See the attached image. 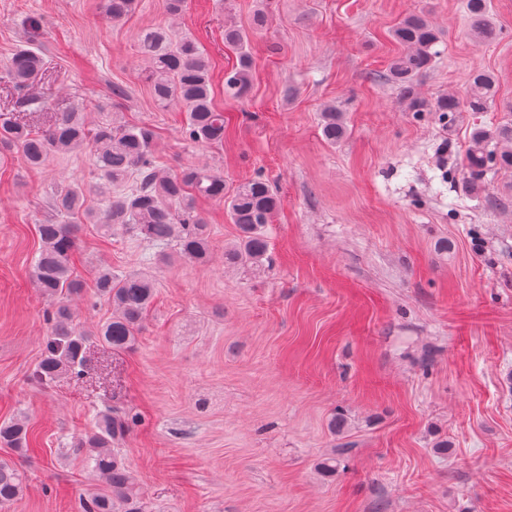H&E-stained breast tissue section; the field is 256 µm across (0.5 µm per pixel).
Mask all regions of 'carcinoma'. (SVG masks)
Returning <instances> with one entry per match:
<instances>
[{"mask_svg":"<svg viewBox=\"0 0 512 512\" xmlns=\"http://www.w3.org/2000/svg\"><path fill=\"white\" fill-rule=\"evenodd\" d=\"M135 6L136 0H103V13L106 19L118 22ZM488 7L489 0H468L473 35L482 41L498 37V31L487 20ZM393 37L402 52L392 60L388 78L399 84L410 110L417 116L426 112H440L448 117L456 112H485L494 103V76L476 71L470 76L465 102L450 93L437 104L429 105L416 92L414 77L432 60L436 28L425 16L410 15L397 24ZM224 43L236 53V65L224 73V93L244 98L252 86L249 33L229 25L224 29ZM139 50L150 63L145 80L157 104L166 108L177 103L187 112L182 128L184 139L195 144H223L224 113L213 106L210 64L198 42L191 37L175 40L165 29L153 28L142 36ZM44 69L43 55L31 49L16 52L0 68V83L13 90L16 107L40 105L30 90ZM321 129L324 139L331 144L344 138L347 128L336 107L331 105L323 110ZM154 140L155 131L146 124L105 123L91 132L78 112H60L52 124L38 132L31 131L19 114L0 117L1 150L21 153L27 164L35 168L52 153L85 146L100 179L117 189L92 207L80 188L64 187L52 198L55 215L94 224L105 235L121 230L158 248L173 245L180 256L202 264L210 252L208 220L196 202V197L202 196L224 203V212L236 226L237 240L225 249V264L230 268H262L271 256L267 227L281 206L271 182L257 176L230 191L224 177L208 169L161 172L153 157ZM499 170L512 172L511 112L493 128L473 127L463 174L469 183L475 184ZM37 230L41 246L33 277L42 294L53 301L54 309L47 316L48 339L34 379L49 384L62 375L80 374L92 335L117 351L132 348L154 299L155 282L145 270L100 273L95 281L96 296L112 304L113 312L112 318L91 335L74 321L67 303L68 296L83 288L72 262L73 225L50 219L37 225ZM133 423L134 417L105 408L99 412L93 430L77 438L75 451L108 488L86 499L82 512H145L140 480L118 448ZM0 446L21 453L27 451L26 423L18 419L0 422ZM24 489L23 474L0 462V510L16 501Z\"/></svg>","mask_w":512,"mask_h":512,"instance_id":"cac0c4a2","label":"carcinoma"}]
</instances>
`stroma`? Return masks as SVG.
I'll return each instance as SVG.
<instances>
[{"mask_svg": "<svg viewBox=\"0 0 512 512\" xmlns=\"http://www.w3.org/2000/svg\"><path fill=\"white\" fill-rule=\"evenodd\" d=\"M420 12L441 35L420 95L465 96L470 74L488 70L489 112H409L387 72L402 51L394 27ZM489 20L499 36L483 42L466 0H186L176 18L166 0H139L118 23L102 0H0V65L21 48L47 61L32 129L57 112L146 123L158 168L207 164L233 186L261 174L281 198L258 271L225 267L236 228L199 199L210 263L175 253L150 266L155 297L134 348L90 340L82 374L42 389L28 383L48 330L35 226L59 186L79 184L92 204L101 182L85 150L38 168L0 153V421L29 425L27 453L0 447L27 481L10 512H81L105 490L71 443L106 405L137 418L121 448L148 512H512V173L476 190L461 171L471 124L512 110V0H490ZM228 22L250 31L252 87L238 100L224 93ZM157 27L203 48L230 119L223 145L184 140L185 112L156 104L138 45ZM115 84L126 98L113 100ZM328 104L347 126L334 144L320 128ZM75 241L84 289L71 307L92 331L112 315L93 296L98 270L139 269L152 247L91 224ZM441 440L448 455L434 451ZM335 448L340 468L321 473Z\"/></svg>", "mask_w": 512, "mask_h": 512, "instance_id": "obj_1", "label": "stroma"}]
</instances>
